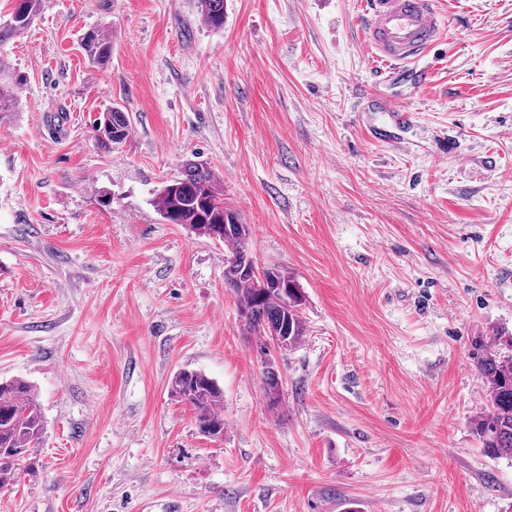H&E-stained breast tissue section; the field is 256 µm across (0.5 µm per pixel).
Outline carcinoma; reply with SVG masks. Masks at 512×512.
<instances>
[{
    "mask_svg": "<svg viewBox=\"0 0 512 512\" xmlns=\"http://www.w3.org/2000/svg\"><path fill=\"white\" fill-rule=\"evenodd\" d=\"M43 0H16L9 18L0 23V46L30 28L41 13ZM199 11L206 26L224 29V0H200ZM81 47L95 64L105 66L112 58V37L98 30L86 31ZM26 81L0 57V116L19 108L16 90ZM96 139L108 148L122 145L129 136L126 109L114 105L93 126ZM153 205L169 224H185L194 233L224 243V284L234 292L245 326L264 338L277 335L280 349L296 346L305 334L301 316L303 294L295 281L276 267L256 273L246 268L250 227L241 222L236 209L224 203L211 167L194 162L182 178L165 185ZM472 359L488 399L485 408L471 420V429L491 458L512 457V336L496 333L477 336L470 345ZM171 392L195 414L200 434L219 439L224 435V394L218 384L201 371L182 369L171 380ZM45 420L36 389L28 381H0V487L17 477L20 458L39 444Z\"/></svg>",
    "mask_w": 512,
    "mask_h": 512,
    "instance_id": "obj_1",
    "label": "carcinoma"
}]
</instances>
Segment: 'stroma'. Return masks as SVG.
<instances>
[{"instance_id":"1","label":"stroma","mask_w":512,"mask_h":512,"mask_svg":"<svg viewBox=\"0 0 512 512\" xmlns=\"http://www.w3.org/2000/svg\"><path fill=\"white\" fill-rule=\"evenodd\" d=\"M360 2L224 0L214 31L196 0H43L0 46L26 77L0 118V379L46 427L0 512H512L469 357L512 331V0H435L420 89L374 84ZM372 87L410 112L400 142L370 137ZM192 160L303 291L277 408L223 244L152 204ZM182 368L223 390V438L172 396ZM81 47L86 56L99 66L107 65L112 58V37L98 29L83 34ZM93 131L96 139L104 147L115 148L122 145L130 132L128 112L119 105L107 108L96 119Z\"/></svg>"}]
</instances>
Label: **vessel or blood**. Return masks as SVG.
<instances>
[{
	"mask_svg": "<svg viewBox=\"0 0 512 512\" xmlns=\"http://www.w3.org/2000/svg\"><path fill=\"white\" fill-rule=\"evenodd\" d=\"M360 35L366 50L381 63V77L390 81L409 77L412 61L436 48L443 30L434 0H363ZM384 110L389 128L409 119L400 101L385 104ZM389 128L375 127L371 133L381 138Z\"/></svg>",
	"mask_w": 512,
	"mask_h": 512,
	"instance_id": "1",
	"label": "vessel or blood"
}]
</instances>
